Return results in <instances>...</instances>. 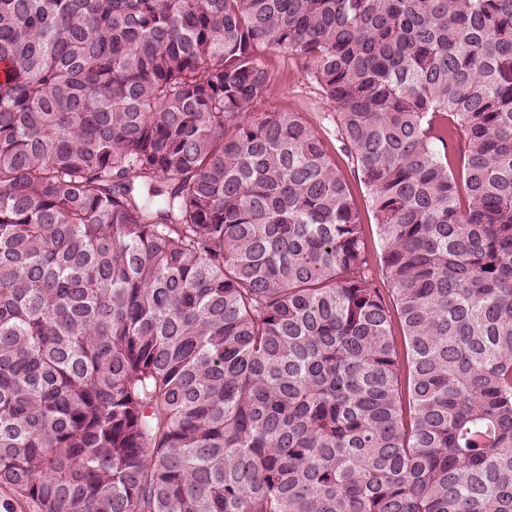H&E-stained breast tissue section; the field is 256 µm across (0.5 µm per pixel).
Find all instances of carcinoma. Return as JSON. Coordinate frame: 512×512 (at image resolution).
<instances>
[{"mask_svg": "<svg viewBox=\"0 0 512 512\" xmlns=\"http://www.w3.org/2000/svg\"><path fill=\"white\" fill-rule=\"evenodd\" d=\"M0 64V488L512 512V0H0ZM269 64L274 90L270 98L257 105L258 109H266L272 105L285 110H296L304 112L307 118L315 121L314 116L321 110L322 105L293 61L273 55L269 58ZM338 163L348 179L352 191L357 198L358 205L363 213L368 249L374 261L377 253L380 251V240L376 225L374 224V219L371 213L369 212V215L367 212L368 201L366 200L365 189L363 185H360L357 175L355 176L354 173L350 171V167H347L344 161L339 158Z\"/></svg>", "mask_w": 512, "mask_h": 512, "instance_id": "1", "label": "carcinoma"}]
</instances>
